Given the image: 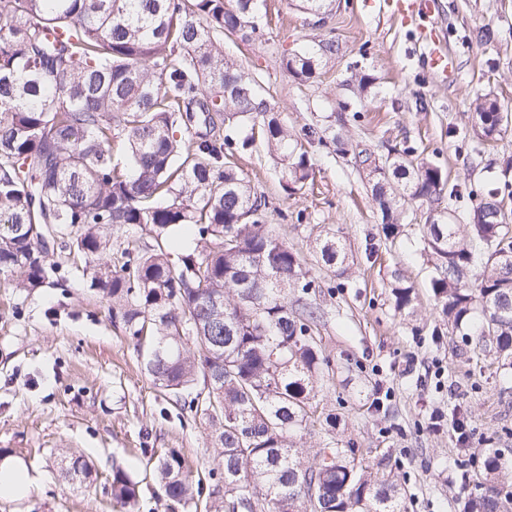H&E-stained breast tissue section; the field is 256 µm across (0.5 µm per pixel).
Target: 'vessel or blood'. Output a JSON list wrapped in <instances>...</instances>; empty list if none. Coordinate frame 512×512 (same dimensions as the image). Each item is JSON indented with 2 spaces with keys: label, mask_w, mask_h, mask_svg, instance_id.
Masks as SVG:
<instances>
[{
  "label": "vessel or blood",
  "mask_w": 512,
  "mask_h": 512,
  "mask_svg": "<svg viewBox=\"0 0 512 512\" xmlns=\"http://www.w3.org/2000/svg\"><path fill=\"white\" fill-rule=\"evenodd\" d=\"M394 12L418 24L424 46L422 64L434 78L448 80L456 69V58L448 51L443 34L440 0H391Z\"/></svg>",
  "instance_id": "obj_1"
}]
</instances>
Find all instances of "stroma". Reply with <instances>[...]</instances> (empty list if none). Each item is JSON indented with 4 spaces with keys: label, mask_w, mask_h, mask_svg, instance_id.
Returning <instances> with one entry per match:
<instances>
[{
    "label": "stroma",
    "mask_w": 512,
    "mask_h": 512,
    "mask_svg": "<svg viewBox=\"0 0 512 512\" xmlns=\"http://www.w3.org/2000/svg\"><path fill=\"white\" fill-rule=\"evenodd\" d=\"M448 48L459 57L453 83L419 65L416 31L391 19L379 0H336L324 22L295 0H267L250 41L225 40L224 53L260 78L265 94L295 136L328 130L349 143L309 147L314 181L293 193L262 146L232 159L272 207V230L303 260L314 280L308 299L323 312L317 333L335 368L317 388L319 410L335 414L336 438L360 448L362 463L401 484L407 512H459L461 476L472 458L492 449L512 464V377L477 358L441 320L429 288L433 266L422 250L427 213L409 205L397 243L381 232V215L355 152L376 157L411 147L460 185L440 207L468 223L478 189L506 177L498 158L512 153V129L491 144L472 129L473 102L486 96L512 111V0H441ZM487 25L490 42L472 32ZM330 38L336 51L300 81L282 67L303 40ZM376 78L375 94L359 99L361 75ZM330 228L346 241L349 271L340 276L318 260L315 238ZM67 279L33 290L0 277V454L22 460L36 477L27 498L0 499V512H113L112 468L140 482L137 512H205L171 508L144 455L177 449L191 467L208 469L215 449L201 418L183 412L146 373L140 352L113 326L107 303L89 288L71 258L57 254ZM417 287L418 314L395 312L392 271ZM460 410L468 440L452 425L430 426L432 412ZM85 456L90 479L67 480L62 454Z\"/></svg>",
    "instance_id": "stroma-1"
}]
</instances>
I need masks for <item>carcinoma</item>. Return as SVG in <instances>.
<instances>
[{"instance_id": "1", "label": "carcinoma", "mask_w": 512, "mask_h": 512, "mask_svg": "<svg viewBox=\"0 0 512 512\" xmlns=\"http://www.w3.org/2000/svg\"><path fill=\"white\" fill-rule=\"evenodd\" d=\"M259 0H0V275L16 287L64 278L52 261L75 250L89 287L110 302L112 325L144 351L161 390L214 432L208 484L171 449L154 464L165 497L187 505L207 494L211 512H406L402 488L364 468L336 442L325 417L313 461L296 440L312 420L315 384L330 375L314 328L318 310L288 289L313 286L297 252L268 224L270 202L224 153L218 123H251L241 146L261 142L283 187L311 178L301 140L261 93L256 76L224 56V38L256 33ZM334 0H298L315 17ZM334 41L305 43L282 65L313 76ZM475 133L496 140L501 109L477 99ZM211 126L196 132L199 123ZM127 160L112 161V142ZM355 155L390 241L400 208L433 205L448 175L404 148L382 165ZM512 185L486 186L484 219L422 225L434 264L429 286L448 328L475 353L512 373V215L500 210ZM186 227L197 244L172 257L167 239ZM324 265L347 271L345 244L316 238ZM391 295L416 314L415 285L396 273ZM219 305L211 304L212 299ZM203 385V391L196 390ZM461 512H509L512 465L481 458ZM117 512H135L139 481L112 468Z\"/></svg>"}]
</instances>
